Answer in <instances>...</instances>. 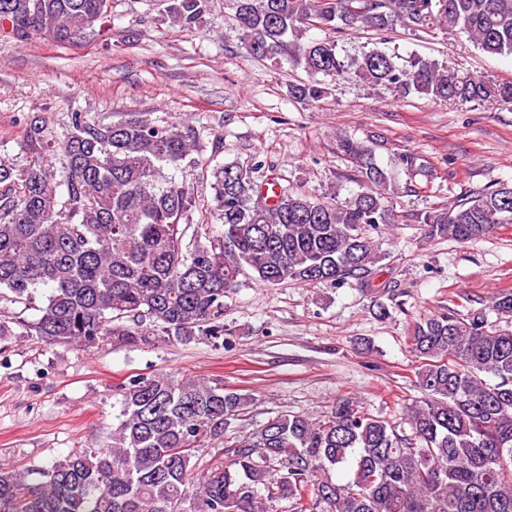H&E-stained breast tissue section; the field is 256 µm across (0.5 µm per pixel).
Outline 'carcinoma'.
<instances>
[{"label": "carcinoma", "instance_id": "cac0c4a2", "mask_svg": "<svg viewBox=\"0 0 512 512\" xmlns=\"http://www.w3.org/2000/svg\"><path fill=\"white\" fill-rule=\"evenodd\" d=\"M240 42L253 57L285 58L313 79L288 85L297 102L327 94L314 79L384 85L397 97L439 103L512 102L438 61L373 48L340 56L312 29L379 35L459 30L489 55L512 54V0H229ZM209 0H172L168 12L194 28ZM109 0H0V29L17 40L43 35L67 45L95 31ZM28 163L0 159V298L37 311L24 335L83 349L112 340L142 347L163 333L181 342L224 337V298L245 271L265 286L367 282L382 260L372 232L411 222L428 239L477 241L512 224V183L423 212L394 206L395 170L420 171L411 151L380 165L363 141L341 138L359 191L320 201L251 167L212 164L186 119L148 112L117 119L73 112L63 137L41 117L22 130ZM210 173V214L187 222L191 189L167 173L181 164ZM192 235H187V232ZM49 289L44 295L41 289ZM488 309L512 314V290ZM422 394L404 425L352 398L314 420L283 413L227 441V459L200 465L205 439L224 438L252 398L215 379L156 373L115 387L120 405L110 443L71 451L48 466L0 468V512H512V330L486 314L444 307L409 336ZM346 468L344 483L331 472Z\"/></svg>", "mask_w": 512, "mask_h": 512}]
</instances>
